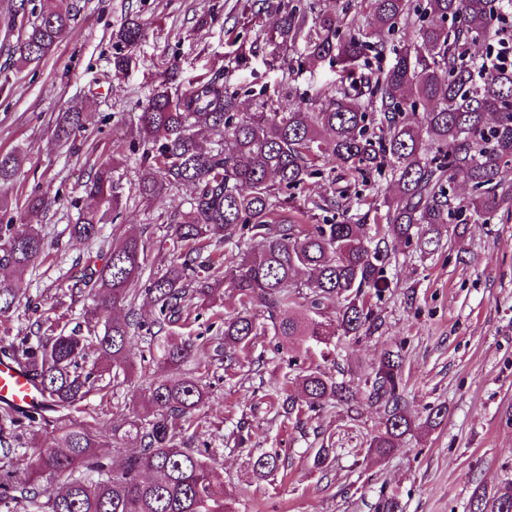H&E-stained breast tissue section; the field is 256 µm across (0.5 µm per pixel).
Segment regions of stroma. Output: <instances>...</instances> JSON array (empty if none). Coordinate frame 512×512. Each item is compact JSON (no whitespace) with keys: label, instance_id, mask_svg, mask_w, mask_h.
<instances>
[{"label":"stroma","instance_id":"1","mask_svg":"<svg viewBox=\"0 0 512 512\" xmlns=\"http://www.w3.org/2000/svg\"><path fill=\"white\" fill-rule=\"evenodd\" d=\"M248 0H73V33L42 61L20 64L9 51L20 20L13 0H0V152L23 157L16 175L0 183V224L41 226L48 256L16 280L20 306L0 315V347L18 345L32 320L74 327L93 302L70 288L98 246L71 235L81 209L91 204L84 185L104 164L115 163L122 195L104 239L136 234L146 243V274L174 256L168 218L186 209L193 189L172 190L160 202L135 193L141 152L136 137L141 104L162 77L185 90L202 78H221L237 96L236 110L248 116L267 99L314 100L340 82L341 70L310 64L304 44L281 49L272 62L269 41L277 13L247 9ZM127 20L146 36L132 61L115 72L114 32ZM78 106L84 129L59 145L55 132L63 112ZM341 170L325 171L292 191L288 209L297 223L322 224L335 214L334 201L346 186ZM52 197L48 210L29 214L32 193ZM441 246L425 253L416 245L391 243L387 286L372 305L374 333L338 348L298 345L278 348L264 308L254 310L260 336L238 364L225 368L212 350L199 349L186 368L201 376L208 399L197 413L208 462L224 488L230 512H382L395 499L399 512H468L476 488L512 485V220L452 224ZM236 301L224 294L196 321L173 327L174 336L216 335ZM401 350L404 411L413 427L383 457L368 454L386 413L361 397L357 418L330 403L300 419L284 417L277 399L295 393L291 379L318 368L361 392L365 376L383 351ZM148 346L136 342L128 377L113 382L103 374L99 391L75 417L111 433L120 419L140 414L148 394L143 374ZM446 406L439 426L426 422L430 407ZM51 424L19 434L14 469L35 467L43 449L55 446ZM331 449L327 469L313 466L316 449ZM277 449L276 473L253 469L262 451Z\"/></svg>","mask_w":512,"mask_h":512}]
</instances>
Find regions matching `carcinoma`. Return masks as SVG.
<instances>
[{
    "label": "carcinoma",
    "instance_id": "obj_1",
    "mask_svg": "<svg viewBox=\"0 0 512 512\" xmlns=\"http://www.w3.org/2000/svg\"><path fill=\"white\" fill-rule=\"evenodd\" d=\"M369 30L344 26L334 14L310 18L308 7L286 0L270 5L280 13V44L305 43L316 61L353 71L370 55L383 57L387 37L403 23L411 43L402 46L392 64L366 90L343 88L310 107L302 101L269 107L246 118L235 112V96L217 79L199 80L184 91L161 82L142 107L138 145L143 168L135 185L146 201L162 199L170 190L193 187L189 206L171 219L177 258L150 277L143 289L132 287L143 273L145 242L130 236L101 252L102 264H88L74 287L100 300L91 312L92 328H73L53 336L41 334L43 323L29 329L21 344L0 354L20 362L32 375L56 414L58 445L40 454L36 469L15 477L0 468L3 512H224L217 478L200 449L185 446L184 431L194 427L195 411L207 397L201 377L182 370L195 347L159 334L185 323L222 287L236 296L238 307L224 316V330L204 342L230 368L258 335L252 310L264 307L269 318L280 311L295 314L274 325L275 335L329 345L334 338L365 336L375 317L366 301L370 291L385 287L383 268L389 261L386 237L420 239L439 245V229L465 212L487 224L512 217V189L501 187L500 173L512 164V68L503 66L481 78L462 64L481 39L497 30L512 0H425L410 10V0H370ZM72 10L44 0L38 13L23 17L13 53L24 64L38 63L72 32ZM123 67L144 31L126 22L114 33ZM425 109L419 117L417 106ZM84 127L83 113L73 107L62 114L57 138L67 141ZM217 137L205 152L197 137ZM21 165L15 152L0 153V181L13 178ZM341 169L363 179L389 168L397 186L386 211L369 232L347 218L314 224L303 230L287 212L283 194L321 174L322 167ZM114 167L103 166L86 181L92 199L119 205ZM472 192L463 201L452 193L458 175ZM109 210L98 207L79 215L71 234L87 242L100 238ZM235 237L256 242L242 255L224 257L217 275L197 263L202 246ZM45 252L44 235L33 224H0V265L21 276ZM307 278L288 292L298 271ZM144 298L155 309L149 349L163 364L151 374L147 410L106 436L95 425L70 416L89 394L93 370L81 361L93 348L112 366V381L126 376L128 352L141 337L136 319L112 311ZM12 281L0 279V314L16 303ZM401 355L383 352L366 376L364 395L385 406L384 430L371 440L368 452L383 456L411 430L403 402ZM301 400L288 398L284 412L300 416L332 400L352 406L357 396L345 382L319 370L298 378ZM43 418L42 413L4 410L0 421L19 428ZM139 441V450L115 463L97 453L109 439ZM253 467L262 476L274 473L278 457L259 454ZM64 484L55 496L42 498L39 478ZM469 512H512V490H476Z\"/></svg>",
    "mask_w": 512,
    "mask_h": 512
}]
</instances>
